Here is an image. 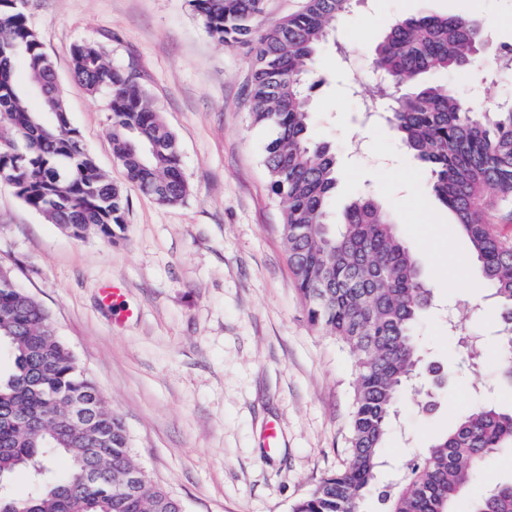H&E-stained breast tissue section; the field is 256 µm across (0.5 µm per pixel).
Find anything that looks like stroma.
Here are the masks:
<instances>
[{"label":"stroma","mask_w":512,"mask_h":512,"mask_svg":"<svg viewBox=\"0 0 512 512\" xmlns=\"http://www.w3.org/2000/svg\"><path fill=\"white\" fill-rule=\"evenodd\" d=\"M447 13L479 19L492 47L512 45V0H366L338 24L335 45L320 51L321 81L310 91V136L335 148L341 170L331 209L366 194L395 223L434 296L417 331L424 359L450 373L445 388L430 391L432 411L410 397L399 407L377 479L382 489L401 482L410 460L476 402L512 408V388L498 382L494 307L478 286L469 243L435 199L428 172L383 120L363 115L375 92L371 51L384 28L400 17ZM25 14L99 168L124 185L107 136V99L71 74L70 48L87 39L136 70L178 140L190 193L164 206L127 188V231L107 244L92 232L71 237L0 181V265L48 311L123 420L134 459L185 512H291L347 463L355 372L349 349L309 321L288 265L282 205L262 164L266 134L249 122L250 46L211 38L187 0H27ZM440 80L479 104L512 100L509 70L484 82L466 70ZM426 224L442 231L434 255L417 238ZM112 282L129 317L102 302L100 290ZM452 307L454 334L445 324ZM463 335L476 341L473 371L458 353ZM270 424L278 432L273 448L263 438ZM510 481L507 444L483 461L451 512H473L492 485Z\"/></svg>","instance_id":"1"}]
</instances>
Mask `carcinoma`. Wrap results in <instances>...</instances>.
<instances>
[{
	"label": "carcinoma",
	"instance_id": "carcinoma-1",
	"mask_svg": "<svg viewBox=\"0 0 512 512\" xmlns=\"http://www.w3.org/2000/svg\"><path fill=\"white\" fill-rule=\"evenodd\" d=\"M216 41H251L264 0H189ZM359 0H306L254 42L249 117L269 131L263 164L270 193L284 204L288 260L310 322L344 344L355 381L346 467L323 478L292 512H360L376 484L392 418L419 362L417 327L433 304L416 257L371 196L353 198L341 218L330 209L336 152L312 140L316 58ZM483 28L458 15L396 20L376 45L373 70L385 76L364 102L385 112L404 146L432 169L433 191L479 263L482 287L497 304L500 376L512 388V245L489 223L493 206L512 205V103L475 105L428 74L466 69L486 74ZM73 77L108 98V136L127 182L163 205L189 192L176 136L137 78L106 49L82 40L70 48ZM23 61L29 83L46 94L33 106L15 77ZM53 64L24 9L0 0V181L50 223L82 239L93 230L110 244L126 225L124 188L112 183L69 121L55 90ZM157 142L155 151L145 150ZM13 366L0 375V483L25 467L37 479L24 499L0 495V512H184L132 459L122 419L105 404L41 304L0 266V345ZM94 400L88 423H69L66 398ZM512 443V410L477 404L408 467L403 482L379 493L382 512H448L482 463ZM102 465L108 489L84 481ZM138 476L130 488L131 472ZM474 512H512V483L497 484Z\"/></svg>",
	"mask_w": 512,
	"mask_h": 512
}]
</instances>
